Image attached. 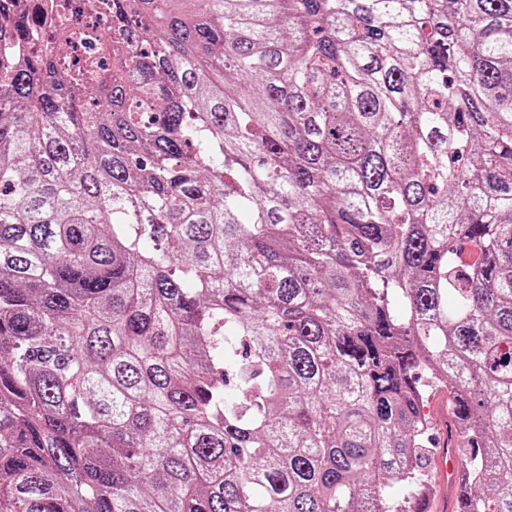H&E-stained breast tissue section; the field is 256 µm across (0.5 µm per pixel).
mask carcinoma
<instances>
[{
    "mask_svg": "<svg viewBox=\"0 0 512 512\" xmlns=\"http://www.w3.org/2000/svg\"><path fill=\"white\" fill-rule=\"evenodd\" d=\"M70 8L4 30L0 512H421L437 386L512 512V0ZM73 3L70 22L75 27L99 31L107 28L108 0H68Z\"/></svg>",
    "mask_w": 512,
    "mask_h": 512,
    "instance_id": "obj_1",
    "label": "carcinoma"
}]
</instances>
